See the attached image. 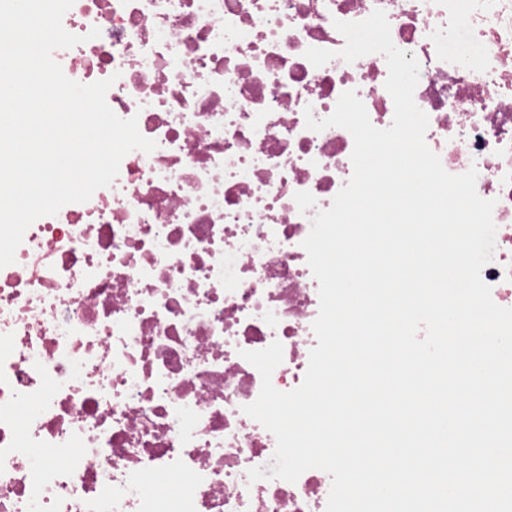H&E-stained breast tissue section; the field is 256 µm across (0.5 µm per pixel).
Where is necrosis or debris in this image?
Returning <instances> with one entry per match:
<instances>
[{
	"mask_svg": "<svg viewBox=\"0 0 512 512\" xmlns=\"http://www.w3.org/2000/svg\"><path fill=\"white\" fill-rule=\"evenodd\" d=\"M377 9L420 64L427 145L496 202L481 277L512 308V0H75L63 26L85 41L55 61L115 77L108 105L157 147L36 220L0 269V512H326L325 471L249 482L276 439L242 411L262 380L241 353L280 342L274 387L304 379L319 283L302 242L354 146L304 112L352 90L391 125L384 56H337L335 21ZM311 47L336 56L313 66Z\"/></svg>",
	"mask_w": 512,
	"mask_h": 512,
	"instance_id": "necrosis-or-debris-1",
	"label": "necrosis or debris"
}]
</instances>
